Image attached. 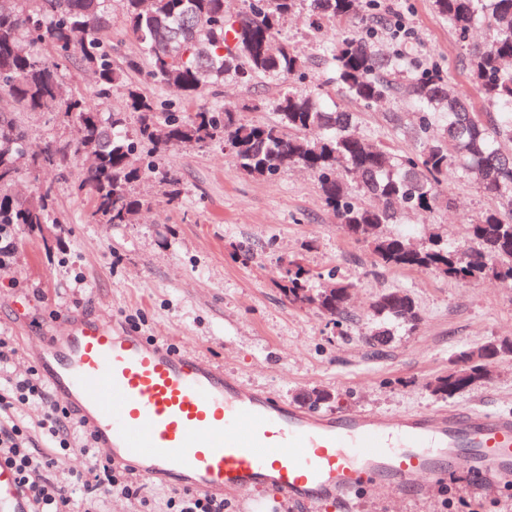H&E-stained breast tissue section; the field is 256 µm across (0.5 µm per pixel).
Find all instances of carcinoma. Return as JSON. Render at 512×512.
Instances as JSON below:
<instances>
[{"instance_id":"carcinoma-1","label":"carcinoma","mask_w":512,"mask_h":512,"mask_svg":"<svg viewBox=\"0 0 512 512\" xmlns=\"http://www.w3.org/2000/svg\"><path fill=\"white\" fill-rule=\"evenodd\" d=\"M123 24L139 55L123 67L112 60L106 33L112 0H0V96L13 104L0 110V231L42 233L57 223L51 187L19 197L12 192L22 169L36 172L67 167L71 156L84 153L89 164L73 184L93 201L92 217L102 224H128L147 200L131 192L156 159L175 148L222 146L237 166L254 179L272 181L282 171L302 167L317 176L320 191L337 223L352 239L365 244L382 266L424 268L455 280L492 278L512 287V0H432L461 43L472 29L492 30L485 45L467 47V70L484 104L475 111L450 93L448 78L437 68L417 65L405 51L383 53L375 33L378 17L366 32L347 31L330 45V82L341 99L328 102V84L306 91L308 61L280 36L288 16L304 12L313 32L326 22L354 15L361 0H243L230 13L224 0H121ZM233 43H227V33ZM76 64L92 72L99 98L120 86L126 111L104 117L85 97L60 92L63 67ZM145 70L160 88H175L186 99L233 78L241 85L263 78L288 81L269 97L214 111L199 107L176 112L172 105L127 81L126 71ZM408 85L416 124L407 113L388 112L387 125L413 140L399 153L383 140H369L355 130L350 99L370 110L394 96L398 81ZM54 112L78 122L82 139L75 145L51 142L33 149L18 124L16 109ZM265 111L273 119L249 123L244 111ZM453 172L477 183L494 207L466 225L463 241L433 235L410 245L407 233H385L415 212L448 208L451 199L443 179ZM289 305L315 309L341 326L348 318L344 292L351 284L334 275L314 286L315 275L296 261L280 272ZM380 324L373 336L392 330L411 331L418 320L412 297L404 292L381 294L373 305ZM472 349L460 351L456 364L469 377L487 376L481 361L467 363ZM441 393L451 397L469 385L450 374L439 378Z\"/></svg>"}]
</instances>
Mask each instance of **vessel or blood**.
I'll return each mask as SVG.
<instances>
[{
	"instance_id": "b4317fda",
	"label": "vessel or blood",
	"mask_w": 512,
	"mask_h": 512,
	"mask_svg": "<svg viewBox=\"0 0 512 512\" xmlns=\"http://www.w3.org/2000/svg\"><path fill=\"white\" fill-rule=\"evenodd\" d=\"M35 363L113 466L209 495L269 488L304 512L391 484L418 492L448 472L512 477V414L440 409L321 415L243 387L192 352L102 312L67 315ZM0 512H33L0 464Z\"/></svg>"
}]
</instances>
